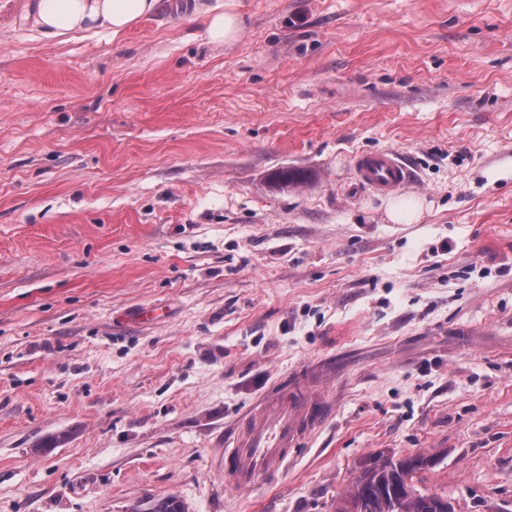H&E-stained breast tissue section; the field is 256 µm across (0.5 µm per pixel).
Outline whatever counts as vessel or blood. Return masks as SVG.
<instances>
[{"label": "vessel or blood", "instance_id": "vessel-or-blood-1", "mask_svg": "<svg viewBox=\"0 0 512 512\" xmlns=\"http://www.w3.org/2000/svg\"><path fill=\"white\" fill-rule=\"evenodd\" d=\"M356 180L372 192L385 194L411 180L407 164L394 152L364 154L354 163ZM327 409L281 393L261 399L224 441V476L235 487L247 488L275 474L281 459L296 453L323 422Z\"/></svg>", "mask_w": 512, "mask_h": 512}]
</instances>
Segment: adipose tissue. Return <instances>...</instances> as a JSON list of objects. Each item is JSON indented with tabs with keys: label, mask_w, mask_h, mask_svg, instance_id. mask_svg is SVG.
<instances>
[{
	"label": "adipose tissue",
	"mask_w": 512,
	"mask_h": 512,
	"mask_svg": "<svg viewBox=\"0 0 512 512\" xmlns=\"http://www.w3.org/2000/svg\"><path fill=\"white\" fill-rule=\"evenodd\" d=\"M159 0H37L36 24L47 33L63 35L78 30H106L120 34L153 14ZM209 44L232 46L246 32L244 16L221 6L204 9Z\"/></svg>",
	"instance_id": "ef3b65f1"
}]
</instances>
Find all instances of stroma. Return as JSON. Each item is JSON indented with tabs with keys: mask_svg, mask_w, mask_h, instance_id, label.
<instances>
[{
	"mask_svg": "<svg viewBox=\"0 0 512 512\" xmlns=\"http://www.w3.org/2000/svg\"><path fill=\"white\" fill-rule=\"evenodd\" d=\"M23 2L0 0V512H336L359 461L417 452L419 490L512 512V0H161L116 37ZM199 3L244 38L209 45ZM381 150L421 222L354 180ZM317 366L333 415L227 484V427ZM425 210L424 201L414 196H402L394 199L387 210L388 219L393 224H416ZM184 502L177 496L168 495L153 499L147 508L142 504H136L128 509V512H187Z\"/></svg>",
	"mask_w": 512,
	"mask_h": 512,
	"instance_id": "35a3bbf8",
	"label": "stroma"
}]
</instances>
